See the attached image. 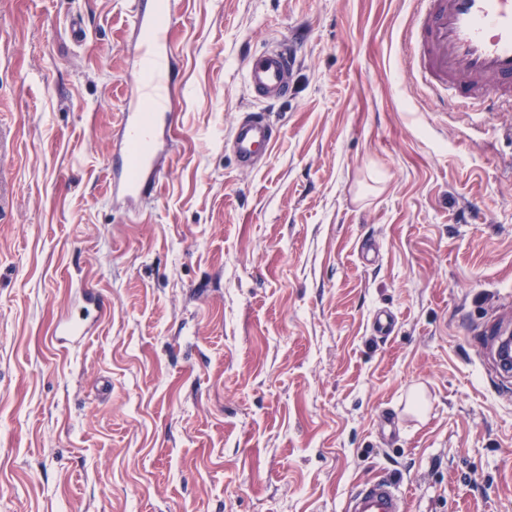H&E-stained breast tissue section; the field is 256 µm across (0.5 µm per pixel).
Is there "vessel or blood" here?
Segmentation results:
<instances>
[{
    "mask_svg": "<svg viewBox=\"0 0 512 512\" xmlns=\"http://www.w3.org/2000/svg\"><path fill=\"white\" fill-rule=\"evenodd\" d=\"M406 37L414 79L433 94L442 112L477 102L484 112H512V0H413ZM133 24L139 48L129 80L133 86L112 167V197L126 203L144 195L158 174L172 124V72L176 54L170 40V0H135ZM298 63L293 42L253 53L244 78L249 92L268 103L287 98ZM273 126L255 111L233 126L227 145L239 167L250 170L274 146ZM408 494L380 476L358 483L344 512H408Z\"/></svg>",
    "mask_w": 512,
    "mask_h": 512,
    "instance_id": "obj_1",
    "label": "vessel or blood"
}]
</instances>
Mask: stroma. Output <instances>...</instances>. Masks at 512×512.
<instances>
[{"mask_svg": "<svg viewBox=\"0 0 512 512\" xmlns=\"http://www.w3.org/2000/svg\"><path fill=\"white\" fill-rule=\"evenodd\" d=\"M133 3L0 0V512H343L379 475L408 512H512L484 331L512 112L436 111L409 0H175L170 149L118 209ZM288 38L279 139L240 170L245 61ZM87 288L106 311L58 342Z\"/></svg>", "mask_w": 512, "mask_h": 512, "instance_id": "obj_1", "label": "stroma"}]
</instances>
